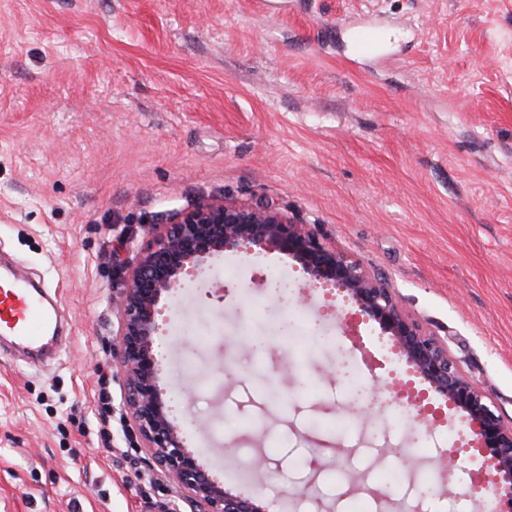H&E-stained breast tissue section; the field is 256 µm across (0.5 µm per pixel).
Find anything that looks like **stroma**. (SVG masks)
Masks as SVG:
<instances>
[{"instance_id": "35a3bbf8", "label": "stroma", "mask_w": 512, "mask_h": 512, "mask_svg": "<svg viewBox=\"0 0 512 512\" xmlns=\"http://www.w3.org/2000/svg\"><path fill=\"white\" fill-rule=\"evenodd\" d=\"M224 197L383 278L512 420V0H0V256L65 326L40 361L0 345V512H190L121 409L112 267L119 239ZM204 267L160 300L159 386L226 487L280 512H500L468 467L418 501L449 450L442 397L415 437L399 403L363 425L329 379L346 355L374 382L354 304L323 315L277 252Z\"/></svg>"}]
</instances>
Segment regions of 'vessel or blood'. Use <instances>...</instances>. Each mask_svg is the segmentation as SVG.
I'll list each match as a JSON object with an SVG mask.
<instances>
[{
  "mask_svg": "<svg viewBox=\"0 0 512 512\" xmlns=\"http://www.w3.org/2000/svg\"><path fill=\"white\" fill-rule=\"evenodd\" d=\"M53 323L43 294L20 278L0 281V328L19 340L37 343Z\"/></svg>",
  "mask_w": 512,
  "mask_h": 512,
  "instance_id": "vessel-or-blood-1",
  "label": "vessel or blood"
}]
</instances>
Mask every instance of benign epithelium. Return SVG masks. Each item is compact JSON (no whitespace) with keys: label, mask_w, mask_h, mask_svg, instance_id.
Wrapping results in <instances>:
<instances>
[{"label":"benign epithelium","mask_w":512,"mask_h":512,"mask_svg":"<svg viewBox=\"0 0 512 512\" xmlns=\"http://www.w3.org/2000/svg\"><path fill=\"white\" fill-rule=\"evenodd\" d=\"M277 251L295 259L318 283L345 289L361 315L392 336L430 388L463 413L473 442L489 455L492 470L474 488L512 505V423L448 357V349L404 314L389 286L346 254L324 244L270 204L206 200L157 225L146 247L113 269L112 310L118 318L112 359L125 387L123 410L149 462L189 493L191 512H265L255 497L235 494L215 481L185 448L162 400L154 353L158 304L190 262L226 249Z\"/></svg>","instance_id":"1"}]
</instances>
